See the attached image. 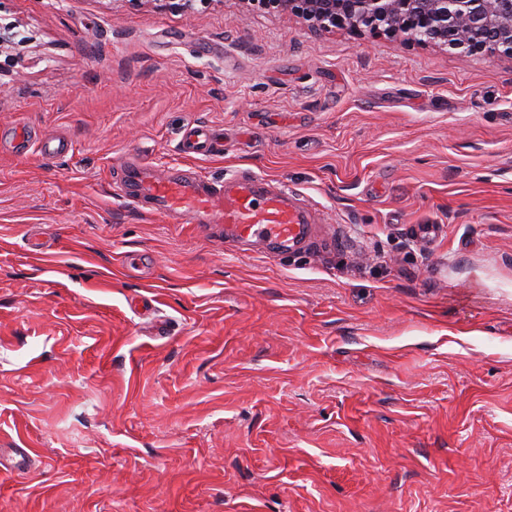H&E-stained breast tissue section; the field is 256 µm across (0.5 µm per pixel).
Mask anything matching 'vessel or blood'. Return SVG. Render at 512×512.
Returning a JSON list of instances; mask_svg holds the SVG:
<instances>
[{"mask_svg":"<svg viewBox=\"0 0 512 512\" xmlns=\"http://www.w3.org/2000/svg\"><path fill=\"white\" fill-rule=\"evenodd\" d=\"M140 196L155 199L170 221L191 217L199 229L223 224L233 239H265L292 249L308 235L310 215L292 193L271 188L261 177L233 175L223 184L179 177L160 179L144 164L128 168Z\"/></svg>","mask_w":512,"mask_h":512,"instance_id":"1","label":"vessel or blood"}]
</instances>
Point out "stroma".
Instances as JSON below:
<instances>
[{"label": "stroma", "mask_w": 512, "mask_h": 512, "mask_svg": "<svg viewBox=\"0 0 512 512\" xmlns=\"http://www.w3.org/2000/svg\"><path fill=\"white\" fill-rule=\"evenodd\" d=\"M4 27L0 512H512L511 59L249 0ZM135 159L264 177L310 236L169 223Z\"/></svg>", "instance_id": "obj_1"}]
</instances>
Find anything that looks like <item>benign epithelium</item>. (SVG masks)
Wrapping results in <instances>:
<instances>
[{
    "mask_svg": "<svg viewBox=\"0 0 512 512\" xmlns=\"http://www.w3.org/2000/svg\"><path fill=\"white\" fill-rule=\"evenodd\" d=\"M315 29L409 45L490 51L512 60V0H260Z\"/></svg>",
    "mask_w": 512,
    "mask_h": 512,
    "instance_id": "obj_1",
    "label": "benign epithelium"
}]
</instances>
